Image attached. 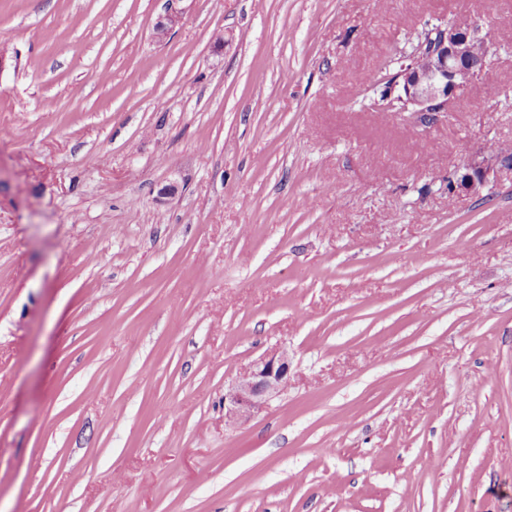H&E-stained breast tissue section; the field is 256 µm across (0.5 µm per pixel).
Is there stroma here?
Wrapping results in <instances>:
<instances>
[{"label":"stroma","mask_w":512,"mask_h":512,"mask_svg":"<svg viewBox=\"0 0 512 512\" xmlns=\"http://www.w3.org/2000/svg\"><path fill=\"white\" fill-rule=\"evenodd\" d=\"M473 4L0 0V512H512V176L448 198L512 0L448 117L360 106ZM292 358L285 348H274L253 361L224 393V417L248 420L288 385Z\"/></svg>","instance_id":"obj_1"}]
</instances>
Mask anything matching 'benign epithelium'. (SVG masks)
I'll use <instances>...</instances> for the list:
<instances>
[{"label":"benign epithelium","mask_w":512,"mask_h":512,"mask_svg":"<svg viewBox=\"0 0 512 512\" xmlns=\"http://www.w3.org/2000/svg\"><path fill=\"white\" fill-rule=\"evenodd\" d=\"M484 19L471 15L424 27L395 51L388 64H398L390 76L389 112L410 113L426 123L440 120L450 105L477 81L497 56V46L483 32ZM512 171V151L500 148L472 151L448 176V195L477 196L490 177ZM292 358L274 348L253 361L224 393V417L248 420L288 385Z\"/></svg>","instance_id":"benign-epithelium-1"}]
</instances>
